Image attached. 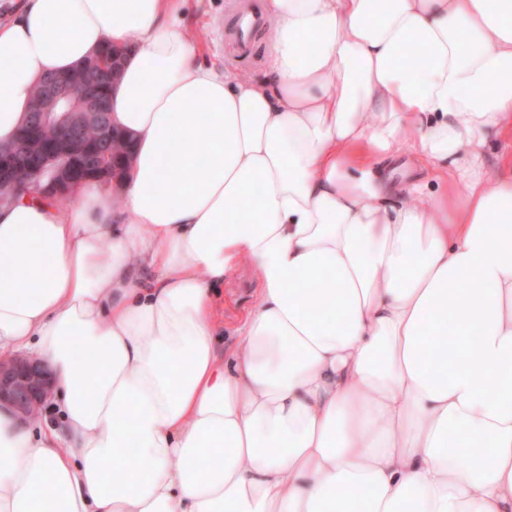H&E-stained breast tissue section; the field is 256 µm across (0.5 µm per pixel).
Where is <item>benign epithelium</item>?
I'll use <instances>...</instances> for the list:
<instances>
[{
  "label": "benign epithelium",
  "instance_id": "benign-epithelium-1",
  "mask_svg": "<svg viewBox=\"0 0 512 512\" xmlns=\"http://www.w3.org/2000/svg\"><path fill=\"white\" fill-rule=\"evenodd\" d=\"M94 57L74 73L57 74L40 81L42 93L28 117L32 121L29 139L0 145V206L13 203L27 193L44 199L70 196L82 183L96 179L107 186L120 184L130 162V151L112 150L116 134L107 123V105L97 87L117 76L115 54ZM99 128L95 146L88 145L82 130ZM53 128L44 139L42 129ZM29 179L18 178L20 168ZM54 385L50 368L25 356L0 357V407L26 421L40 414Z\"/></svg>",
  "mask_w": 512,
  "mask_h": 512
}]
</instances>
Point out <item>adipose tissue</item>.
Segmentation results:
<instances>
[{"instance_id":"ef3b65f1","label":"adipose tissue","mask_w":512,"mask_h":512,"mask_svg":"<svg viewBox=\"0 0 512 512\" xmlns=\"http://www.w3.org/2000/svg\"><path fill=\"white\" fill-rule=\"evenodd\" d=\"M183 3L0 25V143L109 41L133 144L116 191L0 208V356L54 378L52 418L0 408V512H512V0H262L258 80ZM407 145L435 191L381 171ZM252 288V277L246 270L239 271L224 284V298L230 301L229 306L224 308L225 317L233 318L239 311L255 302Z\"/></svg>"}]
</instances>
